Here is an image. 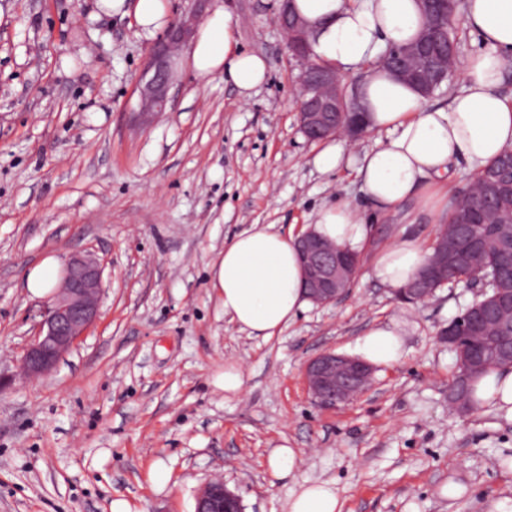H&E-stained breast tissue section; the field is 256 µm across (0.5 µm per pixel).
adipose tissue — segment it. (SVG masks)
<instances>
[{
    "label": "adipose tissue",
    "mask_w": 512,
    "mask_h": 512,
    "mask_svg": "<svg viewBox=\"0 0 512 512\" xmlns=\"http://www.w3.org/2000/svg\"><path fill=\"white\" fill-rule=\"evenodd\" d=\"M289 6L313 31L316 61L340 73H365L359 95L368 128L387 135L357 162L362 190L375 208L387 212L411 198L437 200L455 166L479 170L512 150V104L499 91L512 64V0H469L462 24L481 48L464 70L465 90L444 107L429 105L415 86L378 62L383 47L404 45L418 34V0H290ZM97 9L134 14L148 38L167 23L166 0H98ZM188 64L202 77L223 75L243 94L261 86L269 70L263 56L238 49L232 18L219 2L200 25ZM313 227L340 248L361 253L368 246L366 217L350 202L321 210ZM428 256L422 242L401 234L373 255L370 274L388 288H402ZM300 282L293 236L257 225L226 243L211 267V289L224 316L264 340L304 310ZM404 326L393 320L368 329L355 345L357 356L375 366L398 363ZM474 397L477 408L512 415V372L484 375ZM285 512H343V504L333 484L304 480L291 491Z\"/></svg>",
    "instance_id": "obj_1"
}]
</instances>
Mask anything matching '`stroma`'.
<instances>
[{"label":"stroma","mask_w":512,"mask_h":512,"mask_svg":"<svg viewBox=\"0 0 512 512\" xmlns=\"http://www.w3.org/2000/svg\"><path fill=\"white\" fill-rule=\"evenodd\" d=\"M239 49L269 66L240 94L198 76L179 53L167 112L138 125L136 85L150 39L133 15L94 17L96 0H0V512H195L198 489L222 478L244 512H283L295 480L336 484L344 512H486L512 506V421L448 404L455 355L438 332L479 295L444 287L400 301L366 273L336 303L309 305L270 340L224 318L210 265L253 225L300 234L317 212L349 200L387 245L398 232L431 243L474 172L459 166L434 210L409 200L378 213L355 158L325 173L323 142L298 127L300 66L277 24L281 0H221ZM480 48L458 31L453 72L428 99L465 88ZM84 250L103 261L99 318L47 376L23 378L19 358L46 299L29 295L44 255ZM408 321L405 355L377 368L369 389L325 409L304 379L324 351L351 353L371 327ZM244 375L238 394L213 378ZM294 448L295 478L273 481L268 457ZM165 464L175 481L155 492ZM456 482L466 493L448 499ZM213 384L225 393H239L244 386V377L240 367L233 363L224 365V372L218 373L214 379Z\"/></svg>","instance_id":"35a3bbf8"}]
</instances>
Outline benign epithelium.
Returning a JSON list of instances; mask_svg holds the SVG:
<instances>
[{"instance_id": "1", "label": "benign epithelium", "mask_w": 512, "mask_h": 512, "mask_svg": "<svg viewBox=\"0 0 512 512\" xmlns=\"http://www.w3.org/2000/svg\"><path fill=\"white\" fill-rule=\"evenodd\" d=\"M192 2L189 10L170 21L164 35L148 51L137 83V116L142 120L165 111L167 107L176 73L175 51L190 41L208 0ZM288 2L282 0L278 27L286 35L288 49L301 67L297 99L300 130L310 141H321L340 133L352 137L364 133L365 125L353 121V113H365L361 100L355 93L350 97L342 93L341 79L335 69L311 66L309 26L291 13ZM420 3L428 17L427 27L413 44L391 53L387 68L395 76L430 94L448 79V63L455 56V52L448 51V43L435 37L437 30L452 26L454 14L437 12L433 0H420ZM295 247L301 288L312 304H332L349 291V281L356 270L351 253L328 245L312 228L296 237ZM102 273L100 260L91 252L72 255L65 261L40 331L24 350L22 365L28 375L50 372L94 325L99 315ZM447 280L448 243L445 242L441 254L429 258L425 269L395 294L407 302H422L433 296L436 285ZM505 309H512V294L500 295L493 307L476 299L467 308V313L474 330L496 323L499 331L506 333L512 330V324L500 320L501 311ZM461 334L462 325L457 320L441 330V338L453 350L459 348ZM492 361L512 371V340L503 342L497 354H490L483 348L466 353L458 380L448 385L450 404L463 412L468 409L465 385L472 374ZM304 377L317 404L332 408L362 394L371 385L373 368L357 357L326 351L305 363ZM196 512H244V507L239 495L229 490L224 481L215 480L199 492Z\"/></svg>"}]
</instances>
